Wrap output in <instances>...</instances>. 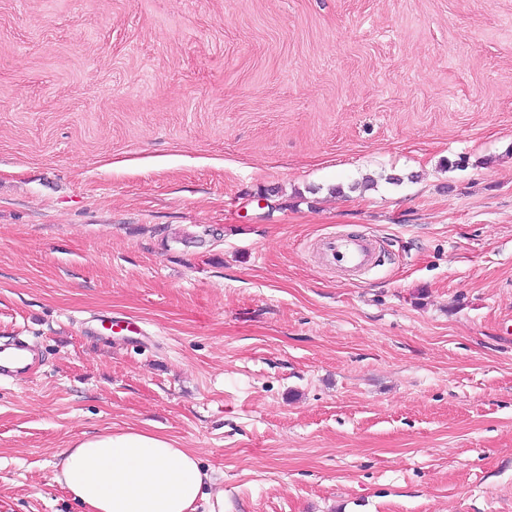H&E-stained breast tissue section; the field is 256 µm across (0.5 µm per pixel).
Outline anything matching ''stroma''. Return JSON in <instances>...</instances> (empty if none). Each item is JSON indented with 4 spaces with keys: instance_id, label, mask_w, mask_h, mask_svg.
I'll use <instances>...</instances> for the list:
<instances>
[{
    "instance_id": "stroma-1",
    "label": "stroma",
    "mask_w": 512,
    "mask_h": 512,
    "mask_svg": "<svg viewBox=\"0 0 512 512\" xmlns=\"http://www.w3.org/2000/svg\"><path fill=\"white\" fill-rule=\"evenodd\" d=\"M510 325L512 0H0V512L115 426L224 512H512ZM375 244L368 237L331 235L322 245L326 265L349 271L367 270L375 263ZM102 328L108 336H126L128 333L142 335L146 333L145 329L130 319L116 318L109 314L100 316ZM32 360L29 344L23 340L19 339L12 346L0 349V379L26 374Z\"/></svg>"
}]
</instances>
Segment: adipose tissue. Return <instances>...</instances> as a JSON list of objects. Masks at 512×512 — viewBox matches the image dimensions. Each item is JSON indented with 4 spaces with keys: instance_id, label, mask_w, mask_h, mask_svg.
<instances>
[{
    "instance_id": "obj_1",
    "label": "adipose tissue",
    "mask_w": 512,
    "mask_h": 512,
    "mask_svg": "<svg viewBox=\"0 0 512 512\" xmlns=\"http://www.w3.org/2000/svg\"><path fill=\"white\" fill-rule=\"evenodd\" d=\"M56 479L84 512H198L215 482L192 450L132 428L74 442Z\"/></svg>"
}]
</instances>
